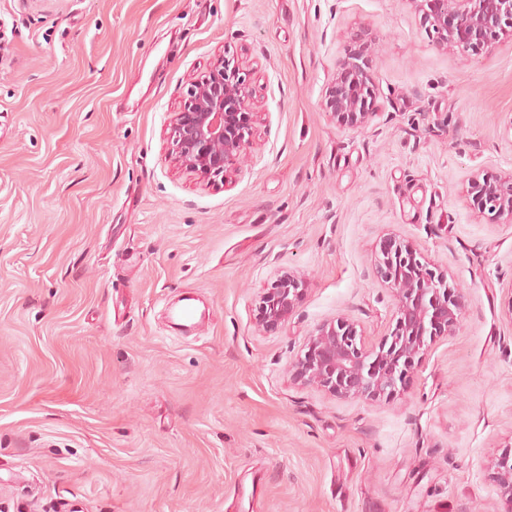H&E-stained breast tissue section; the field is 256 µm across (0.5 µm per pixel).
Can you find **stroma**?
<instances>
[{"label":"stroma","mask_w":512,"mask_h":512,"mask_svg":"<svg viewBox=\"0 0 512 512\" xmlns=\"http://www.w3.org/2000/svg\"><path fill=\"white\" fill-rule=\"evenodd\" d=\"M358 49L350 128L323 97ZM222 56L265 118L205 185L165 129ZM510 170L512 37L449 52L408 0H0V512H502L512 224L464 187ZM387 235L463 289L460 330L387 401L296 383L322 322L390 332ZM282 271L302 297L260 330ZM375 73L367 60L350 56L338 60L336 74L327 86L324 101L326 112L342 126L362 128L375 116L370 101L375 97Z\"/></svg>","instance_id":"stroma-1"}]
</instances>
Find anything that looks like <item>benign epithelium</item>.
I'll return each mask as SVG.
<instances>
[{
	"label": "benign epithelium",
	"instance_id": "benign-epithelium-1",
	"mask_svg": "<svg viewBox=\"0 0 512 512\" xmlns=\"http://www.w3.org/2000/svg\"><path fill=\"white\" fill-rule=\"evenodd\" d=\"M423 23L450 51L481 52L502 35H512V0H408ZM375 73L369 62L346 56L336 63L327 86L325 109L342 126L362 128L375 117ZM262 120L252 103L249 79L241 65L226 57L192 77L166 134L174 166L198 182L225 177L247 155L254 129ZM477 220L512 223V171L468 180ZM372 272L396 299L395 325L378 345L364 344L354 324L326 321L309 336L305 352L292 365L294 380L323 388L340 398L381 400L400 392L421 361L429 342L454 332L462 323L465 294L412 242L388 237L376 251ZM304 281L279 276L258 299V326L276 329L288 322ZM505 509L512 512V455L495 463Z\"/></svg>",
	"mask_w": 512,
	"mask_h": 512
}]
</instances>
